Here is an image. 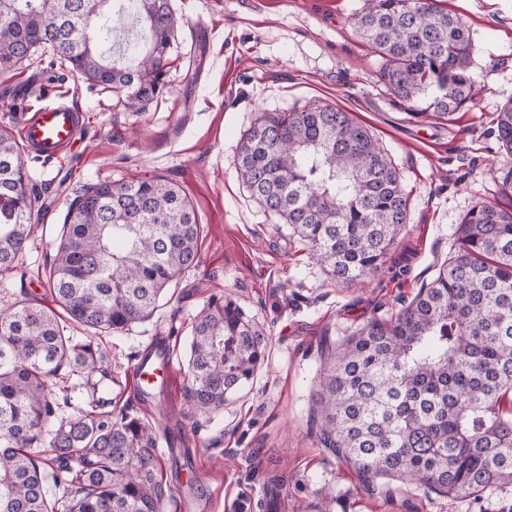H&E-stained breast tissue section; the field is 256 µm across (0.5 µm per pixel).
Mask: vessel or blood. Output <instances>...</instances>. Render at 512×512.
I'll return each mask as SVG.
<instances>
[{
	"label": "vessel or blood",
	"mask_w": 512,
	"mask_h": 512,
	"mask_svg": "<svg viewBox=\"0 0 512 512\" xmlns=\"http://www.w3.org/2000/svg\"><path fill=\"white\" fill-rule=\"evenodd\" d=\"M19 132L28 152L43 158H56L69 150L81 125L80 113L63 100L50 101L18 113ZM172 371V351L164 349L141 358L134 370V383L140 393L156 384L168 383Z\"/></svg>",
	"instance_id": "vessel-or-blood-1"
}]
</instances>
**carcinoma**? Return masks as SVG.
Segmentation results:
<instances>
[{"instance_id":"obj_1","label":"carcinoma","mask_w":512,"mask_h":512,"mask_svg":"<svg viewBox=\"0 0 512 512\" xmlns=\"http://www.w3.org/2000/svg\"><path fill=\"white\" fill-rule=\"evenodd\" d=\"M105 2L0 0V72L50 49L85 80L125 89L130 108L152 101L177 26L169 0H112L149 34L129 66L108 60L89 35ZM354 26L409 115L451 122L479 93L469 25L434 0H365ZM494 124L499 149L512 155V100L496 108ZM233 163L258 203L345 286L382 270L407 222L394 161L337 106L261 117ZM31 183L1 127L0 272L29 244ZM201 233L193 204L159 176L93 184L69 206L47 285L71 321L126 330L197 264ZM456 236L457 250L396 316L323 347L312 413L323 447L364 479L474 500L512 491V210L475 206ZM267 348L266 331L232 298L211 299L184 366L191 408L223 410ZM66 371L80 376L90 407L75 419L58 415L53 391ZM109 380L99 349L67 335L57 310L25 296L0 311V512H161L168 489L157 474V435L135 415L102 412ZM50 481L62 496L50 498Z\"/></svg>"}]
</instances>
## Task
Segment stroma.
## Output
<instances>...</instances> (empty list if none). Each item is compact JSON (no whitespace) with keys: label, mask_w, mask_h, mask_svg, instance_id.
<instances>
[{"label":"stroma","mask_w":512,"mask_h":512,"mask_svg":"<svg viewBox=\"0 0 512 512\" xmlns=\"http://www.w3.org/2000/svg\"><path fill=\"white\" fill-rule=\"evenodd\" d=\"M178 27L165 87L141 111L125 94L88 83L41 50L0 74V127L17 131L15 89L64 91L83 117L60 159L27 155L40 192L35 226L18 266L0 273V307L28 295L53 298L40 277L56 251L73 198L91 184L162 177L193 202L203 234L198 264L173 284L171 300L148 320L95 337L116 380L113 416L129 413L159 435V474L191 497L192 512H256L264 474L287 471L281 512H300L324 495L346 512H502L512 494L472 503L441 497L398 479L370 489L320 443L310 419L323 337L340 341L372 319L397 313L455 248L462 217L485 202L512 208L501 186L512 157L499 150L492 123L512 99V0H437L462 14L474 44L471 67L482 91L454 122L413 119L395 107L376 77L377 61L357 37L363 0H170ZM203 50L190 79V48ZM328 103L367 126L394 160L408 196V219L381 272L339 287L288 225L264 211L233 159L244 132L265 113ZM234 298L270 338L263 367L221 412L193 414L183 364L197 315L210 297ZM159 343L173 355V380L155 399L133 383L140 358Z\"/></svg>","instance_id":"1"}]
</instances>
